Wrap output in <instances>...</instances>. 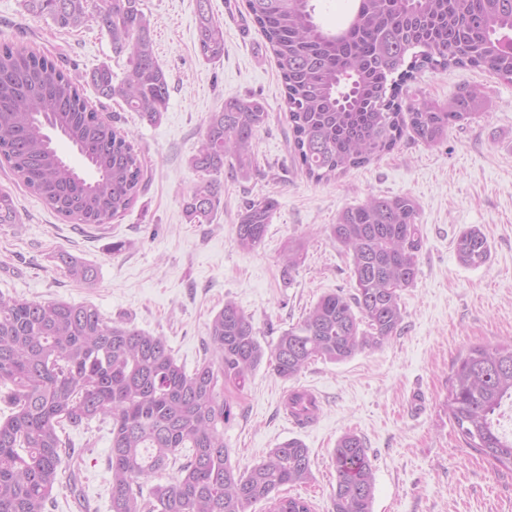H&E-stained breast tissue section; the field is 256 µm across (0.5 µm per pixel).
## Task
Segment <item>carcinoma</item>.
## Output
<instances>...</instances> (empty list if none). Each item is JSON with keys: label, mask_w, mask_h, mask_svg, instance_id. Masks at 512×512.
Masks as SVG:
<instances>
[{"label": "carcinoma", "mask_w": 512, "mask_h": 512, "mask_svg": "<svg viewBox=\"0 0 512 512\" xmlns=\"http://www.w3.org/2000/svg\"><path fill=\"white\" fill-rule=\"evenodd\" d=\"M24 11L59 31L95 21L126 56L113 81L102 64L70 74L51 55L0 42V160L52 211L70 224L101 226L125 214L145 185L144 163L129 134L101 122L83 84L117 98L150 124L170 99V84L153 51L143 0H21ZM348 23L334 32L314 17L312 0H245L246 10L280 70L294 159L316 183H327L393 151L405 130L435 144L453 125L484 115L481 91L467 89L446 103L403 95L416 74L448 67L489 71L512 82V0H355ZM197 51L207 62L224 58V24L210 0H197ZM268 119L263 101L232 97L209 115L189 158L198 181L186 196L192 224H210L221 203V176L247 179L253 144ZM65 139L87 171L67 162L54 142ZM279 203H248L235 244L258 248ZM418 204L408 196L371 197L342 210L330 225L350 256L353 292H330L272 345H262L252 317L233 301L207 327L211 355L188 371L167 341L129 323L106 320L88 304L29 301L0 294V512H51L53 491L74 493L65 473L72 453L64 424L112 422L108 466L111 512H312L300 497L281 496L312 478L309 449L290 439L242 471L232 464L224 424L233 417L224 385L241 390L260 366L292 380L311 362L343 363L382 348L404 320L400 293L417 275L421 233ZM10 192L0 188V225L18 223ZM457 258L486 264L490 245L476 227L460 232ZM284 272L304 260L300 244L286 245ZM69 276L89 287L96 270L66 253ZM512 398V341L476 346L448 377L444 407L463 444L495 469L512 470V437L495 415ZM185 458L170 483L146 499L139 480ZM336 488L331 512H372L374 472L363 440L343 434L332 452Z\"/></svg>", "instance_id": "cac0c4a2"}]
</instances>
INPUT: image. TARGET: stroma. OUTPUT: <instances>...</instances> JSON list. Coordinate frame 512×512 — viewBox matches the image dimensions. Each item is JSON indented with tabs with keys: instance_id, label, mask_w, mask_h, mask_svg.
Returning <instances> with one entry per match:
<instances>
[{
	"instance_id": "obj_1",
	"label": "stroma",
	"mask_w": 512,
	"mask_h": 512,
	"mask_svg": "<svg viewBox=\"0 0 512 512\" xmlns=\"http://www.w3.org/2000/svg\"><path fill=\"white\" fill-rule=\"evenodd\" d=\"M224 24V57L207 62L196 46V0H143L155 55L171 85L169 106L149 124L118 100L85 86L90 105L129 132L145 165V189L123 216L101 227L65 224L17 183L0 163V188L20 213L0 226V293L35 301L95 306L107 319L165 337L179 364L204 356L212 317L232 299L251 315L261 342L277 339L323 294L351 291L345 249L330 226L345 208L373 196L406 195L419 206L422 243L412 287L401 293V329L381 349L343 363L316 360L286 381L255 371L231 395L234 416L224 426L232 461L246 469L267 451L296 438L309 450L312 478L290 488L331 512L336 473L331 453L345 432L365 442L373 466V512H512V471L495 470L460 441L443 403L460 354L475 345L512 339V83L480 69L419 72L410 95L439 102L479 88L488 111L449 127L429 145L405 133L398 146L328 184L308 178L293 159L283 85L273 53L243 8V0H210ZM61 60L75 73L108 64L126 72L96 23L72 31L27 14L21 0H0V41ZM231 97L264 101L269 119L254 147L257 169L225 180L213 223L191 224L183 199L198 180L187 160L210 112ZM278 200L267 236L252 251L236 247L235 226L246 202ZM478 227L491 248L479 268L461 264L455 240ZM304 246V261L284 274L288 242ZM121 251H113V243ZM66 252L93 265L97 283L71 279L58 261ZM317 393L320 413L306 427L282 410L288 391ZM110 422L69 429L81 455L64 461L79 472L80 495L55 489V512H111Z\"/></svg>"
}]
</instances>
